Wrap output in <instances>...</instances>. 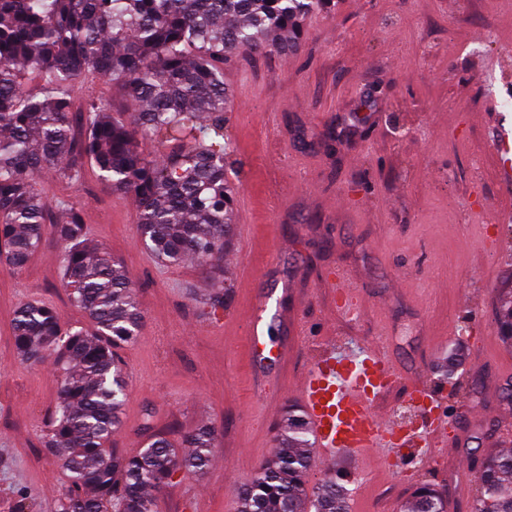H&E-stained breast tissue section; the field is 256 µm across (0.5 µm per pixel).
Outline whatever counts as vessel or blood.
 <instances>
[{
  "instance_id": "obj_1",
  "label": "vessel or blood",
  "mask_w": 512,
  "mask_h": 512,
  "mask_svg": "<svg viewBox=\"0 0 512 512\" xmlns=\"http://www.w3.org/2000/svg\"><path fill=\"white\" fill-rule=\"evenodd\" d=\"M266 306V297L256 298L249 341L255 367L270 374L279 355L268 332ZM399 382L382 342L369 343L359 354L337 347L332 338L319 345L297 385L319 457L327 461L346 451L363 457L372 453L377 467L387 471L414 459L429 463L435 449L447 447L448 424L430 391L414 387L412 421L393 418L383 407Z\"/></svg>"
}]
</instances>
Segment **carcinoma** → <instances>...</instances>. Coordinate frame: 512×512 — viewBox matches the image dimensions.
I'll list each match as a JSON object with an SVG mask.
<instances>
[{"mask_svg": "<svg viewBox=\"0 0 512 512\" xmlns=\"http://www.w3.org/2000/svg\"><path fill=\"white\" fill-rule=\"evenodd\" d=\"M331 0H0V265L22 270L42 243L50 207L35 189L42 174L80 178L72 159L70 112L79 80L95 74L121 85L128 119L89 101L83 157L112 190L138 200L139 242L165 264L211 265L224 256L236 223V186L224 158V60L242 46L286 52L301 27ZM39 78L26 87L29 74ZM62 282L93 324L63 329L50 306L15 312L18 356L37 366L52 356L63 372L43 447L68 472L54 512H154L153 494L184 473L205 472L217 437L188 433L183 447L152 437L135 456L106 451L127 397L118 349L134 341L142 314L135 285L103 248L86 244L80 209L56 205ZM495 326L512 343V278L497 289ZM457 353L436 367L451 381ZM312 435L290 407L276 448L243 484L239 512H347L346 484L312 486ZM472 512H512V449L482 462ZM404 512H445L442 494L418 486Z\"/></svg>", "mask_w": 512, "mask_h": 512, "instance_id": "obj_1", "label": "carcinoma"}]
</instances>
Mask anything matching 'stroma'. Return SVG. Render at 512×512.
Wrapping results in <instances>:
<instances>
[{
	"mask_svg": "<svg viewBox=\"0 0 512 512\" xmlns=\"http://www.w3.org/2000/svg\"><path fill=\"white\" fill-rule=\"evenodd\" d=\"M232 102L224 136L238 181L233 241L218 265L161 263L136 240L138 206L112 192L93 167L79 180L42 175L49 205L81 209L91 244L109 250L133 280L143 320L119 357L130 383L111 448L133 456L149 434L180 446L186 432L209 425L217 447L205 475H181L156 493V512H237L238 487L275 448L296 385L321 336L368 343L386 339L403 380L384 399L410 417L408 394L423 385L446 406L449 438L469 436L462 452L440 451L429 465L381 473L371 461L340 454L313 459L309 480L343 478L349 512H403L414 488L434 485L447 512H469L480 494L478 470L499 448L512 406V348L494 329L495 290L512 274V223L499 224L512 184L475 172L473 149L512 137V0H335L311 14L296 50L243 47L224 63ZM93 99L126 114L119 85L89 74L74 100ZM339 136L328 152L322 141ZM62 245L46 233L18 272L0 267V512L26 489L34 512H52L68 484L40 439L57 401L53 362L32 367L15 352V308L39 299L64 325H87L62 285ZM354 278L362 314L332 318L328 275ZM225 284L224 314L207 298ZM269 313L301 322L279 330L284 353L270 377L253 364L247 321L258 295ZM460 346L455 383L436 366Z\"/></svg>",
	"mask_w": 512,
	"mask_h": 512,
	"instance_id": "1",
	"label": "stroma"
}]
</instances>
